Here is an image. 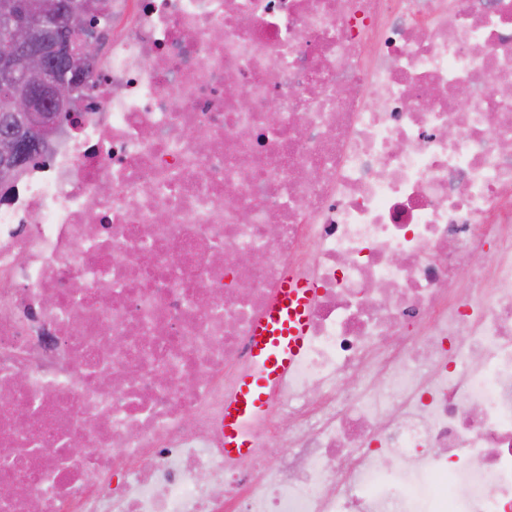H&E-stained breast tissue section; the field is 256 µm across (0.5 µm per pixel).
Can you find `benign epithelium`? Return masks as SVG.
I'll return each mask as SVG.
<instances>
[{
    "label": "benign epithelium",
    "mask_w": 512,
    "mask_h": 512,
    "mask_svg": "<svg viewBox=\"0 0 512 512\" xmlns=\"http://www.w3.org/2000/svg\"><path fill=\"white\" fill-rule=\"evenodd\" d=\"M72 0H12L0 11V93L10 100L0 113V187L42 155L62 125L61 113L86 84L78 59L92 56L93 41L71 49L67 29L76 20ZM57 111L45 112L42 100Z\"/></svg>",
    "instance_id": "benign-epithelium-1"
}]
</instances>
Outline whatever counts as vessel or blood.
<instances>
[{
	"label": "vessel or blood",
	"mask_w": 512,
	"mask_h": 512,
	"mask_svg": "<svg viewBox=\"0 0 512 512\" xmlns=\"http://www.w3.org/2000/svg\"><path fill=\"white\" fill-rule=\"evenodd\" d=\"M313 290L297 276L285 279L272 306L254 327L251 358L224 408V454L242 458L252 450V425L268 408L272 393L306 350Z\"/></svg>",
	"instance_id": "b4317fda"
}]
</instances>
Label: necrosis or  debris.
Instances as JSON below:
<instances>
[{
  "instance_id": "necrosis-or-debris-1",
  "label": "necrosis or debris",
  "mask_w": 512,
  "mask_h": 512,
  "mask_svg": "<svg viewBox=\"0 0 512 512\" xmlns=\"http://www.w3.org/2000/svg\"><path fill=\"white\" fill-rule=\"evenodd\" d=\"M109 4L0 192V512H512V0ZM291 273L305 353L226 459Z\"/></svg>"
}]
</instances>
